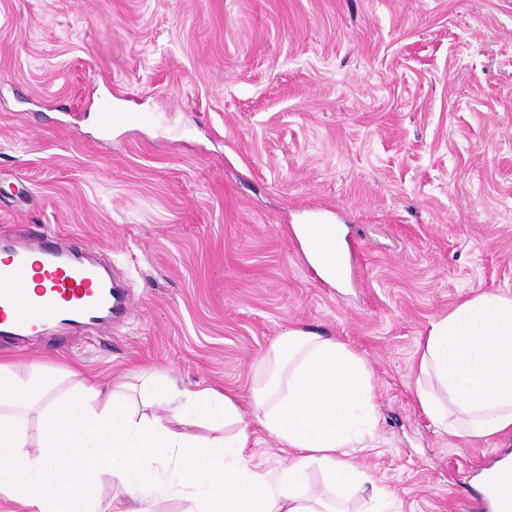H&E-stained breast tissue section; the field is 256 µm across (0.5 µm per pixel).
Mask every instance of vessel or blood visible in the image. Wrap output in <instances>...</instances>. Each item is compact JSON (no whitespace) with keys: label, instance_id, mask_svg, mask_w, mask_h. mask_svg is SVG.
I'll return each mask as SVG.
<instances>
[{"label":"vessel or blood","instance_id":"obj_1","mask_svg":"<svg viewBox=\"0 0 512 512\" xmlns=\"http://www.w3.org/2000/svg\"><path fill=\"white\" fill-rule=\"evenodd\" d=\"M143 112L104 104L99 125L109 131L146 122ZM11 256L0 262V337L41 336L68 326H106L119 303L112 278L96 264L78 262L73 252L46 235L9 242ZM35 280L27 289V280ZM495 512H512V472L484 474Z\"/></svg>","mask_w":512,"mask_h":512}]
</instances>
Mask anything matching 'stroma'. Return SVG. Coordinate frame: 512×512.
I'll return each mask as SVG.
<instances>
[{
  "label": "stroma",
  "mask_w": 512,
  "mask_h": 512,
  "mask_svg": "<svg viewBox=\"0 0 512 512\" xmlns=\"http://www.w3.org/2000/svg\"><path fill=\"white\" fill-rule=\"evenodd\" d=\"M105 101L150 120L102 133ZM316 208L356 281L292 242ZM0 226L68 235L129 294L109 331L1 360L247 399L301 327L367 363L349 460L392 512H489L477 470L512 435L440 434L416 389L432 321L512 295V0H0Z\"/></svg>",
  "instance_id": "35a3bbf8"
}]
</instances>
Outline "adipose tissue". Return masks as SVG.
I'll list each match as a JSON object with an SVG mask.
<instances>
[{"mask_svg": "<svg viewBox=\"0 0 512 512\" xmlns=\"http://www.w3.org/2000/svg\"><path fill=\"white\" fill-rule=\"evenodd\" d=\"M265 363L248 424L238 397L221 388L178 390L147 375L134 394L125 382L103 386L74 368L72 389L54 397L58 378L48 369L0 361V495L25 512H154L165 494L189 500L188 512H339V498L367 485L372 512H387L390 492L347 459L375 421L365 360L334 338L292 329ZM419 373V404L441 433L512 434V297L478 293L433 321ZM32 410L41 419L34 448ZM200 426L215 438L199 436ZM258 429L288 455L286 468L251 467ZM314 463L327 473L325 491L307 486ZM107 476L120 492L105 502Z\"/></svg>", "mask_w": 512, "mask_h": 512, "instance_id": "adipose-tissue-1", "label": "adipose tissue"}]
</instances>
